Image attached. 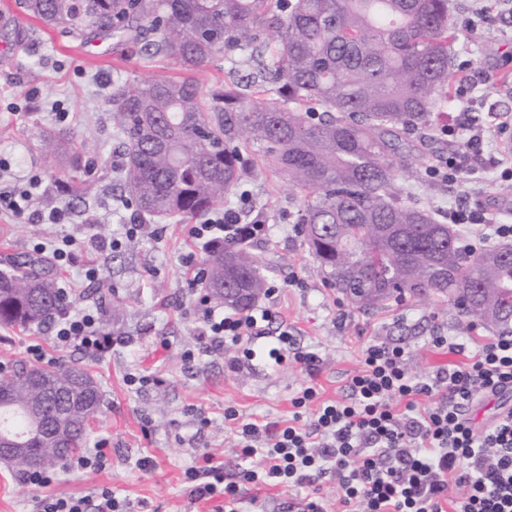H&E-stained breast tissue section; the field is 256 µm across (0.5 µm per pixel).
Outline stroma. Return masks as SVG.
Returning a JSON list of instances; mask_svg holds the SVG:
<instances>
[{
  "label": "stroma",
  "instance_id": "obj_1",
  "mask_svg": "<svg viewBox=\"0 0 512 512\" xmlns=\"http://www.w3.org/2000/svg\"><path fill=\"white\" fill-rule=\"evenodd\" d=\"M17 2L0 0V187H22L28 177L39 176L32 209L56 207L66 217L46 228L31 217L0 210V270L29 254L33 243L50 249L61 237H71L83 260L98 264L100 277L91 283L80 267H58V285L67 293L70 311L98 308L101 325L112 336L111 350L93 358L74 346L55 347L49 326L24 332L0 328V371L30 361L29 350L36 345L45 353V364L83 365L103 393L102 411L88 440H105V469L57 465L44 490L48 494L81 496L105 485L141 504V512H211L210 503L190 497L184 472L201 466L207 453L223 463L225 476L237 473L236 438L224 424L225 407L246 417L285 422L293 416L291 398L303 384L315 383L325 399L345 395L364 341L404 346L411 371L422 375L456 360L434 349L433 337L453 336L473 347L497 336L494 326L456 318L443 300L390 301L364 309L330 288L294 222L300 193L259 163L244 192L227 195L223 207L239 212L243 221L269 225V234L252 247L260 259L275 265L270 282L278 292L261 296L258 304L272 313L270 335L288 327L297 347L316 353L317 371L311 376L287 362L242 360L238 349L218 343L198 352L195 301L202 288L193 284L184 259L190 255L200 263L206 252L190 237L189 223H150L143 236L118 249L109 246L112 235L134 215L124 205L120 148L106 105L112 85L127 76L179 78L181 66L170 58L135 54L118 37L92 27L78 34L46 29L25 16ZM486 4L488 11L481 16L475 0H450L460 28L451 58L457 92L436 129L425 133L431 153L423 160L416 198L443 211L486 209L498 223L512 224V197L497 194L493 173L480 163L450 181L429 175L451 151H468L472 128L484 124L489 113L512 115V0ZM446 126L453 128V136L443 135ZM69 130L77 140L98 146V155L83 157L74 167L64 157L42 152L44 133ZM82 179L94 181L95 198L79 200L64 192V185ZM187 349L196 351L194 363H184ZM233 358L238 365L232 370L227 363ZM136 370L155 376V384L127 385V374ZM144 456L153 461L146 471L136 465ZM20 476L0 461V512H30L32 499L42 491L23 484ZM303 495L300 489L246 484L241 512H299Z\"/></svg>",
  "mask_w": 512,
  "mask_h": 512
}]
</instances>
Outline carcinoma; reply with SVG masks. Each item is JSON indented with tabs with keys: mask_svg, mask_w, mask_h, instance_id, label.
<instances>
[{
	"mask_svg": "<svg viewBox=\"0 0 512 512\" xmlns=\"http://www.w3.org/2000/svg\"><path fill=\"white\" fill-rule=\"evenodd\" d=\"M48 28L88 26L176 60L194 73L222 52L254 63L243 81L202 90L190 77L121 80L112 88L120 182L148 218L205 217L262 160L302 194V225L317 267L362 307L406 297L448 299L456 315L512 334V245L479 251L417 202L410 135L432 126L452 97L448 0H22ZM75 162L97 149L68 132L43 138ZM406 178L398 180L396 172ZM267 265L242 237L206 259L201 285L251 309ZM45 260L0 271V326L22 331L66 310ZM102 392L82 367L20 362L0 379V433L15 434L34 467L86 442Z\"/></svg>",
	"mask_w": 512,
	"mask_h": 512,
	"instance_id": "1",
	"label": "carcinoma"
}]
</instances>
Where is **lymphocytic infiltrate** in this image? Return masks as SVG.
<instances>
[{
    "label": "lymphocytic infiltrate",
    "instance_id": "lymphocytic-infiltrate-1",
    "mask_svg": "<svg viewBox=\"0 0 512 512\" xmlns=\"http://www.w3.org/2000/svg\"><path fill=\"white\" fill-rule=\"evenodd\" d=\"M266 231L227 210L193 225L190 235L219 247ZM200 304V339L237 346L248 360H290L315 372L316 355L295 348L288 331L260 344L271 320L268 309L226 313L208 299ZM53 340L91 357L112 346L92 308L58 322ZM432 345L466 359L419 376L410 371L404 347L363 343L344 398L321 399L312 385L292 398L294 408L314 409L303 426L264 423L225 407L240 449L241 482L290 489L330 477L342 491V512H512V411L482 425L471 416L477 402L512 390V335L470 350L452 337H434ZM184 475L195 500L220 499L224 512H238L241 482H225L223 464L192 466ZM452 486L460 491L454 499L448 496ZM34 512H132V506L102 486L81 496H38Z\"/></svg>",
    "mask_w": 512,
    "mask_h": 512
}]
</instances>
